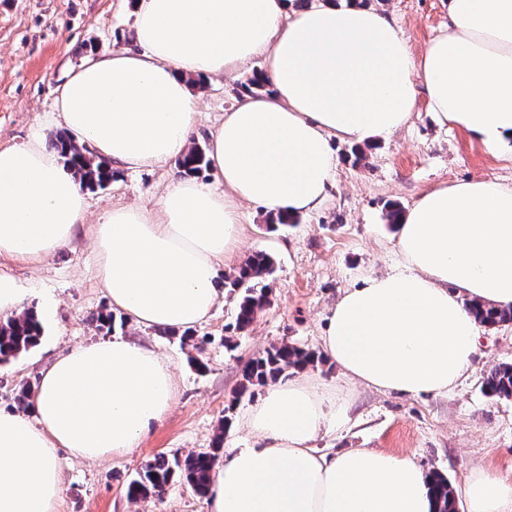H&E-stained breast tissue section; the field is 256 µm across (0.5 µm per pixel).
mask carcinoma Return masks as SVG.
Segmentation results:
<instances>
[{
    "instance_id": "1",
    "label": "carcinoma",
    "mask_w": 512,
    "mask_h": 512,
    "mask_svg": "<svg viewBox=\"0 0 512 512\" xmlns=\"http://www.w3.org/2000/svg\"><path fill=\"white\" fill-rule=\"evenodd\" d=\"M268 86L263 73L255 71L240 84L241 94H254ZM50 146L59 151L66 164L74 171L83 186L87 188L104 187L116 177L111 164L95 158L88 150L76 145L65 132H59L50 138ZM179 166L187 174H196L207 166L205 150L194 145L179 160ZM274 272L272 258L263 252L252 255L231 276L224 278V287L239 292L236 304L235 329H247L257 314L269 304L265 288L258 287ZM478 321L488 324L511 323L512 309H493L477 303L470 304ZM43 327L37 316L26 311L19 316L0 320V364L10 362L21 353L35 347ZM319 357L312 351L282 343L266 349L262 355L250 360L242 370V381L234 401H239L250 387L265 385L283 375L290 369H300L314 365ZM483 387L486 392L498 398H512V363H498L491 366L485 374ZM231 426L230 419H224L222 433L214 440L213 448L208 452L191 454L184 460H169L159 455L148 461L138 476L127 487L131 499L159 495L165 487L179 475L189 483L194 491L204 496L207 493L213 468L223 458L224 432ZM438 512H457L454 488L448 478L439 472L430 474Z\"/></svg>"
}]
</instances>
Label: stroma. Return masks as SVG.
I'll return each instance as SVG.
<instances>
[{
  "label": "stroma",
  "instance_id": "1",
  "mask_svg": "<svg viewBox=\"0 0 512 512\" xmlns=\"http://www.w3.org/2000/svg\"><path fill=\"white\" fill-rule=\"evenodd\" d=\"M136 0H0V147L25 143L33 131L53 126L41 118L52 109L66 73L91 54L103 56L127 43ZM403 29L413 54L446 31V0H370ZM254 60L234 75L200 79L201 97L190 135L207 146L211 132L238 99L241 82L261 69ZM336 179L322 207L297 224L269 229L271 213L245 206L238 252L224 267L235 271L256 251L274 259L268 278L270 303L244 331L235 330L236 300L226 295L193 333L201 346L160 329L134 326L115 312L96 277L91 220L105 209L133 205L155 210L161 193L183 176L177 160L153 169L118 172L103 188L88 190L89 222L76 239L44 261L0 258V270L26 288L23 309L35 310L44 333L39 344L0 365V410L28 414L24 388L60 353L79 344L129 336L153 347L174 372V404L136 448L96 462L60 452L63 484L57 512H207L204 497L173 480L161 496L133 500L127 485L155 456L182 458L209 451L216 436L239 447L250 443L241 426L245 411L265 394L262 386L237 397L245 363L267 348L290 343L320 351L328 308L342 291L372 273L399 268L403 257L386 218L391 203L411 207L424 193L469 180L512 185V153L492 151L466 131L439 123L427 98H420L406 127L389 138L363 143L365 158L354 163L353 145L333 140ZM112 311L111 327L98 326L96 312ZM512 362V323L480 328L479 354L467 377L448 395L412 398L354 384L331 361L289 370L313 377L349 410L339 426L322 432L313 446L323 453L374 448L409 454L425 471L463 485L472 469L512 472V399L489 396L482 385L494 364Z\"/></svg>",
  "mask_w": 512,
  "mask_h": 512
}]
</instances>
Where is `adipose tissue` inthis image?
I'll list each match as a JSON object with an SVG mask.
<instances>
[{
  "label": "adipose tissue",
  "instance_id": "1",
  "mask_svg": "<svg viewBox=\"0 0 512 512\" xmlns=\"http://www.w3.org/2000/svg\"><path fill=\"white\" fill-rule=\"evenodd\" d=\"M133 43L59 85L49 123L127 170L184 155L199 107L190 81L262 59L270 89L241 97L211 135L217 183L173 181L154 211L112 207L93 226L97 277L143 328L185 330L221 298L218 280L242 207L319 209L337 168L332 139L403 128L420 96L488 149H512V0H448V30L413 54L387 15L354 0H137ZM87 195L39 135L0 149V257L42 261L74 240ZM405 263L348 288L330 308L324 355L386 393L443 396L471 369L479 325L468 304L512 307V186L471 180L420 197L396 227ZM175 379L127 336L82 344L41 374L30 415L0 411V512H57V451L101 460L135 447L171 409ZM346 416L310 379L268 388L227 444L209 512H436L413 456L340 454L313 443ZM466 512H512V475L474 469Z\"/></svg>",
  "mask_w": 512,
  "mask_h": 512
}]
</instances>
